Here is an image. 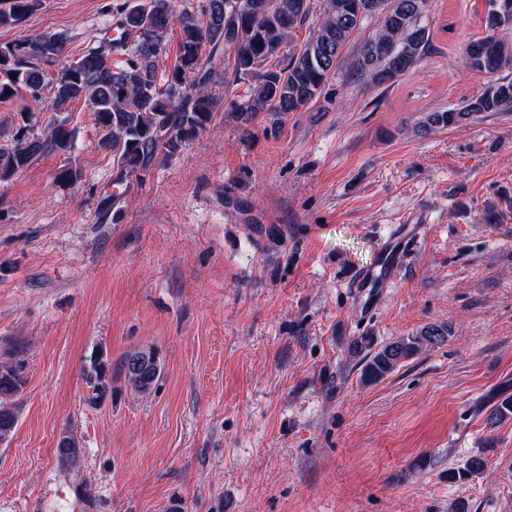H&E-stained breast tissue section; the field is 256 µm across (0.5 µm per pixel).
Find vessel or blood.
<instances>
[{"instance_id":"vessel-or-blood-1","label":"vessel or blood","mask_w":512,"mask_h":512,"mask_svg":"<svg viewBox=\"0 0 512 512\" xmlns=\"http://www.w3.org/2000/svg\"><path fill=\"white\" fill-rule=\"evenodd\" d=\"M421 232V225L402 224L395 233L387 235L378 260L370 267L358 271L350 281L349 286L353 292L373 299L380 289L392 285L408 249L420 237Z\"/></svg>"}]
</instances>
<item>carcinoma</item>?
<instances>
[{"mask_svg": "<svg viewBox=\"0 0 512 512\" xmlns=\"http://www.w3.org/2000/svg\"><path fill=\"white\" fill-rule=\"evenodd\" d=\"M487 35L466 47L468 67L493 76L512 67V45L496 30L512 28V0H489ZM39 0H0V27L22 22ZM427 0H323L318 28L304 43L290 45L293 30L311 11V0H202L200 9L187 5L176 10L174 0H126L107 48H89L69 60L68 37L43 32L0 44V101L21 95L45 110L64 113L76 101L85 102L100 132L99 147L112 153V186L118 193L105 197L102 207H115L132 178L165 162L198 136L220 112H236L248 124L257 114L301 112L313 102L330 73L336 71L343 51L367 17L386 12L387 25L365 39L356 58V71L376 86L391 85L418 64L429 50V33L421 24ZM181 30L175 61L165 34ZM288 65H269L284 46ZM246 84L243 95L227 99L215 92L226 74ZM512 107V79L498 78L464 106L433 112L425 127H459L478 112H500ZM11 139L0 142V181L47 156H62L67 164L54 181L75 185L82 179L76 165V131L64 118L42 131L30 125L26 111ZM450 330L430 323L406 336L377 344L369 335L355 337L349 346L360 365V381L377 383L404 361L443 344ZM139 355L144 368L124 371L129 388L149 395L158 388L161 363L152 348ZM24 361H0V440L10 438L19 421L17 402L25 386ZM93 400L112 391V361L93 352L83 367ZM485 421L491 426L512 418L508 388L491 390L484 397ZM480 455L470 457L451 478H467L484 471Z\"/></svg>", "mask_w": 512, "mask_h": 512, "instance_id": "1", "label": "carcinoma"}]
</instances>
